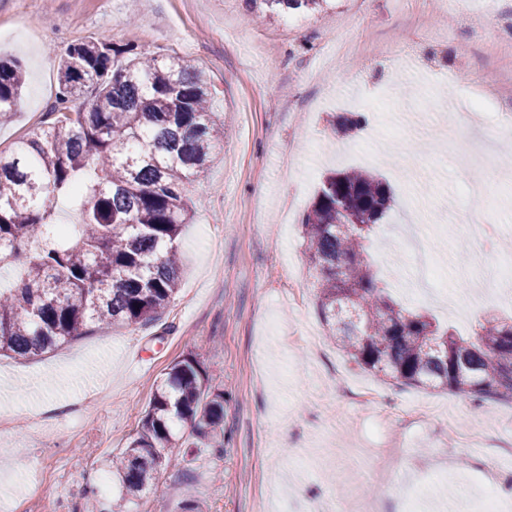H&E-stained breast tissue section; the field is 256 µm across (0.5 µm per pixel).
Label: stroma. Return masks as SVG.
<instances>
[{
  "instance_id": "35a3bbf8",
  "label": "stroma",
  "mask_w": 512,
  "mask_h": 512,
  "mask_svg": "<svg viewBox=\"0 0 512 512\" xmlns=\"http://www.w3.org/2000/svg\"><path fill=\"white\" fill-rule=\"evenodd\" d=\"M334 0L285 20L250 19L243 0H0V51L27 72L18 110L0 121L8 149L50 110L58 59L106 38L133 54H177L206 77L224 137L186 183L190 224L179 237L180 290L157 321L93 329L35 357H0V512H288L313 498L337 508L376 500L379 512H474L485 467L512 472L473 440L512 448V402L477 405L450 391L383 380L334 341L314 352L298 335L325 332L299 220L324 175L376 172L394 203L370 259L388 293L464 334L476 316L512 315L482 295L475 275H497L502 238L475 254L468 226L479 196L497 200L487 224L512 225V146L487 91L479 114L449 136L477 72L506 52L512 0ZM361 44L337 61L336 35ZM417 58L397 79L390 52ZM360 112L358 140L377 159L338 149L336 116ZM508 178L476 191L477 168ZM296 277L300 295L289 296ZM199 355L224 392V445L186 451L139 497L123 496L113 454L140 427L157 384ZM372 389L364 404L337 375Z\"/></svg>"
}]
</instances>
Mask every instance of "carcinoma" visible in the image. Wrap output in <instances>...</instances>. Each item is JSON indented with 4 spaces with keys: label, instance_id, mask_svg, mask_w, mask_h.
<instances>
[{
    "label": "carcinoma",
    "instance_id": "1",
    "mask_svg": "<svg viewBox=\"0 0 512 512\" xmlns=\"http://www.w3.org/2000/svg\"><path fill=\"white\" fill-rule=\"evenodd\" d=\"M327 0H244L252 18L316 12ZM22 64L0 59V117L16 111ZM48 120L0 151V269L18 271L0 288V355L52 350L93 327L151 323L178 292V240L189 206L182 185L206 169L223 125L203 74L177 55L124 57L105 39L70 46L59 60ZM365 118L336 117L352 136ZM81 207L59 226L53 200ZM393 195L361 170L322 181L301 219L317 308L330 339L363 370L398 383L455 391L482 405L512 401V321L483 316L476 340L391 298L369 261L375 226ZM224 391L208 385L199 357L175 362L157 385L137 436L116 455L126 494L144 492L168 464L161 449L174 424L182 444L215 438Z\"/></svg>",
    "mask_w": 512,
    "mask_h": 512
}]
</instances>
